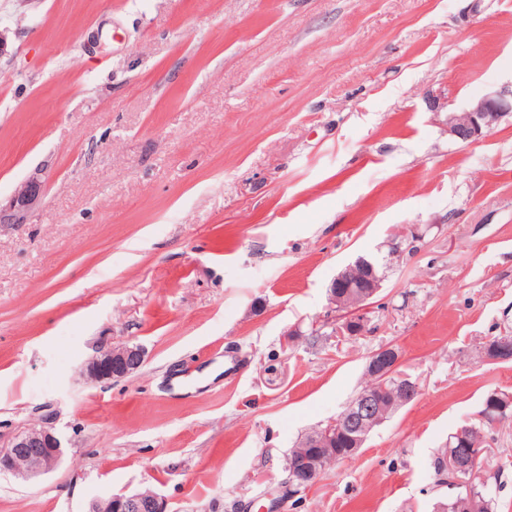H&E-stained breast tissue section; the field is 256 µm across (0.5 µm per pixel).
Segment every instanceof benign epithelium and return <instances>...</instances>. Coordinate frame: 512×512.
Wrapping results in <instances>:
<instances>
[{
	"mask_svg": "<svg viewBox=\"0 0 512 512\" xmlns=\"http://www.w3.org/2000/svg\"><path fill=\"white\" fill-rule=\"evenodd\" d=\"M512 117V86L502 87L486 94L461 112L448 115V133L456 140L467 143L475 140L485 131H490L506 117ZM46 181L42 173L36 172L22 182L6 204L0 203V226L28 223L40 206ZM351 268L341 271L333 279L330 300L339 312L344 334H362L369 323L371 299L379 292L382 278L375 274L367 277L368 283L360 300L349 304L336 296V289L350 279ZM484 361L505 363L512 361V352L505 345H493L485 350ZM144 362V351L135 344L108 346L99 350L86 366L87 377L93 382L124 378L138 370ZM401 362L399 351L382 347L370 356L368 372L385 382L396 375ZM387 409L374 392H362L329 423L336 434L352 440L353 450L364 442L363 432L385 421ZM482 451L478 448H461L448 458L451 470L476 471ZM64 455V448L51 426L29 427L16 433L9 443L0 448V473H12L29 479L55 469ZM322 459L307 458L295 462L291 468L289 482L311 487L317 481ZM89 512H166L164 502L151 489L131 494L112 495L104 500L91 503Z\"/></svg>",
	"mask_w": 512,
	"mask_h": 512,
	"instance_id": "1",
	"label": "benign epithelium"
}]
</instances>
